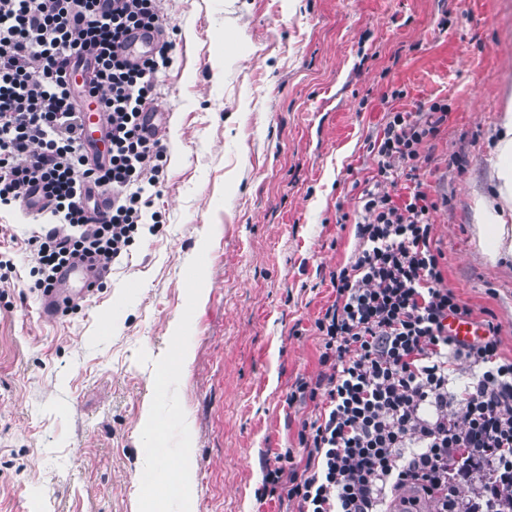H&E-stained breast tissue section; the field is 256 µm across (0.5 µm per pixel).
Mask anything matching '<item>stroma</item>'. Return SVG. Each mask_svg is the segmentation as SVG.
<instances>
[{
    "label": "stroma",
    "mask_w": 512,
    "mask_h": 512,
    "mask_svg": "<svg viewBox=\"0 0 512 512\" xmlns=\"http://www.w3.org/2000/svg\"><path fill=\"white\" fill-rule=\"evenodd\" d=\"M159 233L77 309L44 318L21 213L0 214V512H142L141 475L188 462L160 512H279L263 467L297 448L288 405L320 366L314 321L355 247L368 147L390 110L448 105L425 148L448 285L512 353V260L474 209L512 100V0H160ZM402 98H391L393 90ZM187 366L167 365L172 345ZM166 371L164 386L154 384ZM162 436L153 447L145 420Z\"/></svg>",
    "instance_id": "35a3bbf8"
}]
</instances>
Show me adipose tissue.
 <instances>
[{
    "mask_svg": "<svg viewBox=\"0 0 512 512\" xmlns=\"http://www.w3.org/2000/svg\"><path fill=\"white\" fill-rule=\"evenodd\" d=\"M488 157L492 189L475 212L480 243L490 261L512 258V105L499 116Z\"/></svg>",
    "mask_w": 512,
    "mask_h": 512,
    "instance_id": "adipose-tissue-1",
    "label": "adipose tissue"
}]
</instances>
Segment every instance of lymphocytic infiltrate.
<instances>
[{
    "mask_svg": "<svg viewBox=\"0 0 512 512\" xmlns=\"http://www.w3.org/2000/svg\"><path fill=\"white\" fill-rule=\"evenodd\" d=\"M0 0V213L22 210L30 187L45 207L43 232L27 241L35 288L51 293L62 267L90 259L110 270L129 251L150 205L147 191L165 165L160 138L143 132L171 44L159 39L140 63L122 55L128 33L163 30L157 0ZM93 50L84 92L99 96L110 157L89 160L74 60ZM448 119L432 102L391 112L369 148L378 157L365 180L352 259L331 272L334 298L314 321L320 371L296 378L289 404H312L298 450L278 454L263 475L284 512H392L399 490L420 488L436 512H465L460 481L482 477L476 512H512V357L499 328L462 342L449 317H471L444 277L433 244L436 208L421 179L425 145ZM111 196L92 217L93 192ZM475 374L449 383L459 362Z\"/></svg>",
    "mask_w": 512,
    "mask_h": 512,
    "instance_id": "f902f5d3",
    "label": "lymphocytic infiltrate"
}]
</instances>
